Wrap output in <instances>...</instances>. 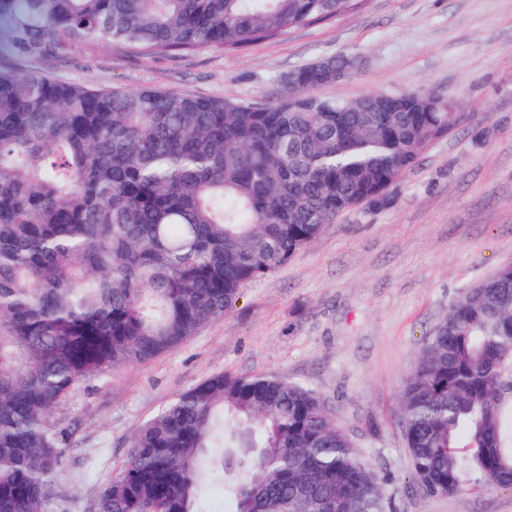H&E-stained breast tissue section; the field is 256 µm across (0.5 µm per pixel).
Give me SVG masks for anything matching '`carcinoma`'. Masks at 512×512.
Listing matches in <instances>:
<instances>
[{
    "instance_id": "obj_1",
    "label": "carcinoma",
    "mask_w": 512,
    "mask_h": 512,
    "mask_svg": "<svg viewBox=\"0 0 512 512\" xmlns=\"http://www.w3.org/2000/svg\"><path fill=\"white\" fill-rule=\"evenodd\" d=\"M363 0H0V512H45L81 383L146 364L237 305L463 120L408 91L245 103L64 81L25 65L70 40L144 55L235 52ZM426 495L512 488V263L466 289L400 390ZM387 512L325 398L274 374L214 375L140 426L93 512ZM202 508L205 512H230L227 507V499L224 497V481L217 479L206 483Z\"/></svg>"
}]
</instances>
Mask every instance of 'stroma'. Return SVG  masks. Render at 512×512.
<instances>
[{
    "mask_svg": "<svg viewBox=\"0 0 512 512\" xmlns=\"http://www.w3.org/2000/svg\"><path fill=\"white\" fill-rule=\"evenodd\" d=\"M340 52L360 68L317 96L426 91L467 122L402 174L391 205L340 214L247 284L233 312L147 364L76 388L54 414L68 440L47 512H90L134 430L219 373H272L320 393L385 476L391 512H512V491L487 484L452 498L419 491L399 421L402 382L449 305L512 262V0H363L237 53L147 56L70 41L39 67L95 88L263 103L288 71Z\"/></svg>",
    "mask_w": 512,
    "mask_h": 512,
    "instance_id": "obj_1",
    "label": "stroma"
}]
</instances>
